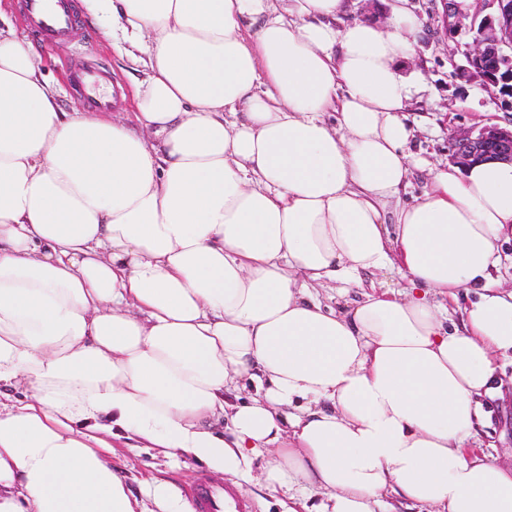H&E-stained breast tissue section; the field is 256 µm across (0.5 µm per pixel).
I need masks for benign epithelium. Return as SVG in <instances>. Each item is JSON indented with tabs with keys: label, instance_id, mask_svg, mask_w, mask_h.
Wrapping results in <instances>:
<instances>
[{
	"label": "benign epithelium",
	"instance_id": "1",
	"mask_svg": "<svg viewBox=\"0 0 512 512\" xmlns=\"http://www.w3.org/2000/svg\"><path fill=\"white\" fill-rule=\"evenodd\" d=\"M436 33L443 38L463 28L473 33L467 44L461 73L512 98V0H480L488 14L470 12L460 0H439ZM449 159L466 167L478 161L512 163V127L484 126L477 131H460L451 137Z\"/></svg>",
	"mask_w": 512,
	"mask_h": 512
}]
</instances>
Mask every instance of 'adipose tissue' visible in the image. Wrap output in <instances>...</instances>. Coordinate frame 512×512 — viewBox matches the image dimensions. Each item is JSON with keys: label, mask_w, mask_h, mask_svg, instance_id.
<instances>
[{"label": "adipose tissue", "mask_w": 512, "mask_h": 512, "mask_svg": "<svg viewBox=\"0 0 512 512\" xmlns=\"http://www.w3.org/2000/svg\"><path fill=\"white\" fill-rule=\"evenodd\" d=\"M91 10L149 71L134 123L61 111L0 30V512H197L166 480L133 493L116 439L288 512H512V465L467 446L512 355V163L437 164L402 202L404 0L383 27L337 26L346 0ZM392 270L337 309L312 293ZM495 279L503 288L512 289V239H504L500 243V262L493 271Z\"/></svg>", "instance_id": "1"}]
</instances>
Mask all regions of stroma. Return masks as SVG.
Returning a JSON list of instances; mask_svg holds the SVG:
<instances>
[{
	"label": "stroma",
	"instance_id": "35a3bbf8",
	"mask_svg": "<svg viewBox=\"0 0 512 512\" xmlns=\"http://www.w3.org/2000/svg\"><path fill=\"white\" fill-rule=\"evenodd\" d=\"M81 22L70 39L47 43L23 22V0H0V25L11 27L17 35L30 41L42 59V74L59 91L62 111L76 112L86 108L84 95L71 81L69 67L83 60L100 64L105 71L103 90L116 96L111 104L114 112L134 109L131 93L134 81L144 79V69H136L113 50L110 42L101 37L105 18L94 17L88 0H77ZM409 7L420 23L416 35L415 53L404 62L401 72L416 84V90L406 112L412 131L408 148L429 162L447 160L450 138L458 129H480L486 125H512V106L484 89L479 82L460 75L464 63L462 51L470 36L461 31L444 40L433 33L434 18L439 7L437 0H409ZM505 381L502 397L485 400L490 424L482 428L483 443L493 445L500 462H512V358L500 359ZM116 465L125 472L133 491H140L151 479L176 483L183 493H190L199 478L212 483H226L247 504L248 512H285L283 494H274L256 484H235L222 480L205 466L189 459L174 460L144 449L116 448Z\"/></svg>",
	"mask_w": 512,
	"mask_h": 512
}]
</instances>
